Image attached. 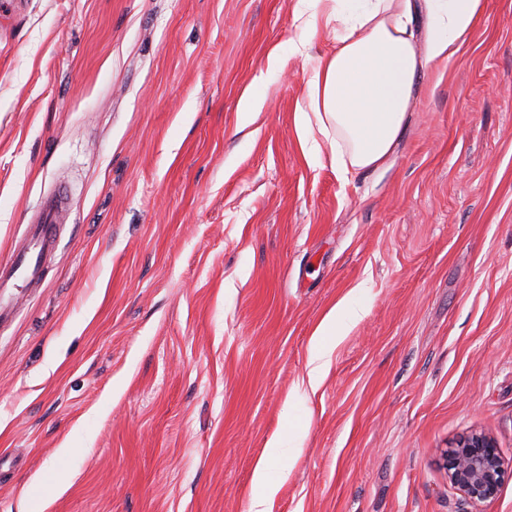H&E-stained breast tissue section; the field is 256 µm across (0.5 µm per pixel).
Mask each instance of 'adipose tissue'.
<instances>
[{"mask_svg": "<svg viewBox=\"0 0 512 512\" xmlns=\"http://www.w3.org/2000/svg\"><path fill=\"white\" fill-rule=\"evenodd\" d=\"M483 0H326L324 14H310V32L330 31L335 52L318 61L307 79L309 104L295 122L306 144L329 140L341 172L381 165L404 126L419 72L446 61L464 42ZM427 13V49L418 53L417 17ZM350 302L334 308L315 334L307 384L316 388L325 357L346 319Z\"/></svg>", "mask_w": 512, "mask_h": 512, "instance_id": "obj_1", "label": "adipose tissue"}]
</instances>
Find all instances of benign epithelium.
I'll list each match as a JSON object with an SVG mask.
<instances>
[{
	"instance_id": "obj_1",
	"label": "benign epithelium",
	"mask_w": 512,
	"mask_h": 512,
	"mask_svg": "<svg viewBox=\"0 0 512 512\" xmlns=\"http://www.w3.org/2000/svg\"><path fill=\"white\" fill-rule=\"evenodd\" d=\"M443 465L452 484L475 505L494 500L506 475L496 443L485 433L460 438L444 451Z\"/></svg>"
}]
</instances>
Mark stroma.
Here are the masks:
<instances>
[{
  "label": "stroma",
  "instance_id": "stroma-1",
  "mask_svg": "<svg viewBox=\"0 0 512 512\" xmlns=\"http://www.w3.org/2000/svg\"><path fill=\"white\" fill-rule=\"evenodd\" d=\"M335 48L297 0H0V261L71 206L0 327V512H249L267 456L271 512H474L443 450L512 466V0L376 168L301 144ZM358 311L359 309L351 302L340 304L329 313L315 333V345L307 372V384L310 389H315L321 381L325 357L333 347V338L341 335L344 321L356 317Z\"/></svg>",
  "mask_w": 512,
  "mask_h": 512
}]
</instances>
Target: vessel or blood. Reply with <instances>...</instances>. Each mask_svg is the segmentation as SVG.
<instances>
[{
	"instance_id": "obj_1",
	"label": "vessel or blood",
	"mask_w": 512,
	"mask_h": 512,
	"mask_svg": "<svg viewBox=\"0 0 512 512\" xmlns=\"http://www.w3.org/2000/svg\"><path fill=\"white\" fill-rule=\"evenodd\" d=\"M69 212V192L65 186L44 193L9 259L0 263V324L16 315L19 308L17 286H40L46 259L58 245L59 228L66 222Z\"/></svg>"
}]
</instances>
